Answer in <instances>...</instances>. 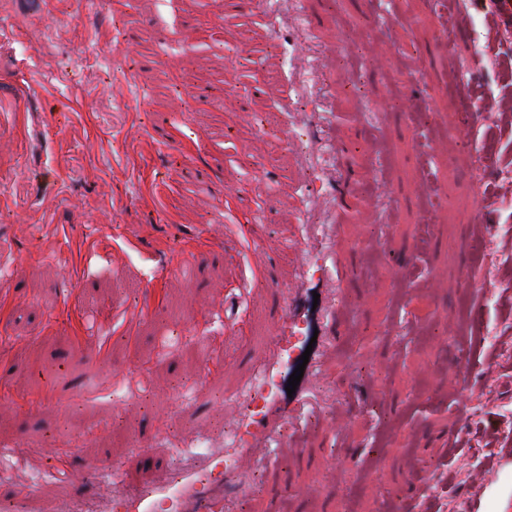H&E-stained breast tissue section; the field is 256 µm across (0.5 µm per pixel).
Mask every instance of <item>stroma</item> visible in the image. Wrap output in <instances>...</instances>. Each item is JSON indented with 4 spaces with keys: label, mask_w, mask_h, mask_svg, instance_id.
I'll return each mask as SVG.
<instances>
[{
    "label": "stroma",
    "mask_w": 512,
    "mask_h": 512,
    "mask_svg": "<svg viewBox=\"0 0 512 512\" xmlns=\"http://www.w3.org/2000/svg\"><path fill=\"white\" fill-rule=\"evenodd\" d=\"M133 2L93 13L80 0H0V449L56 442L75 469L107 460L136 483L223 440L224 398L248 376L246 360L228 374L215 359L239 342L219 304L265 259L201 227L246 224L261 204L271 238H294L296 183L279 145L287 41L260 27L247 43H211L225 0ZM456 2L452 39L446 0H388L391 22L368 44L356 37L367 10L323 0L340 45L336 127L364 173L358 192L384 184L394 214L343 229L359 319L332 373L346 426L323 416L239 512H390L417 498L429 512H490L497 496L512 512V122L500 117L512 0ZM118 24L132 27L122 47ZM197 74L230 76L237 91L218 97ZM375 105L389 135L372 159ZM245 153L263 169L242 167ZM425 177L429 201L416 193ZM194 253L196 271L162 276ZM404 266L432 288L399 295ZM141 307L147 317L130 319ZM472 319L484 345L464 359L448 325ZM158 431L152 453L132 452L134 435ZM302 481L313 501L289 499Z\"/></svg>",
    "instance_id": "stroma-1"
}]
</instances>
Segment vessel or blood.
Listing matches in <instances>:
<instances>
[{
  "label": "vessel or blood",
  "instance_id": "1",
  "mask_svg": "<svg viewBox=\"0 0 512 512\" xmlns=\"http://www.w3.org/2000/svg\"><path fill=\"white\" fill-rule=\"evenodd\" d=\"M252 11L264 16L271 39L282 29L292 32L290 54L294 69L312 76L317 93L300 82L288 88V117L283 137L296 159L300 184L295 213L297 236L293 242L301 262L289 285H281L272 268L260 266L257 282L273 303L268 332L256 345H245L249 376L225 398L224 440L193 463L170 467L162 480L129 485L117 468L102 464L91 476L77 474L71 454L60 448L15 450L18 464L32 466L50 457L52 476L70 484L77 507L91 498L107 503V512H236L239 495L247 493L252 475L280 460L300 456L308 420L319 407L318 393L326 391L331 366L346 362L345 342L358 330V313L345 296L347 282L341 224L322 218L333 210L355 209L360 221H373L375 202L351 201L357 176L348 171L344 155L336 151V133L328 119L334 107L333 88L323 75L333 50L313 11V0H249ZM266 217L254 218L246 233L234 224L243 251L275 250L261 229ZM317 286L316 307L307 304V290ZM316 332L314 344L305 336ZM305 360L303 376L294 395L281 382L288 367Z\"/></svg>",
  "mask_w": 512,
  "mask_h": 512
}]
</instances>
